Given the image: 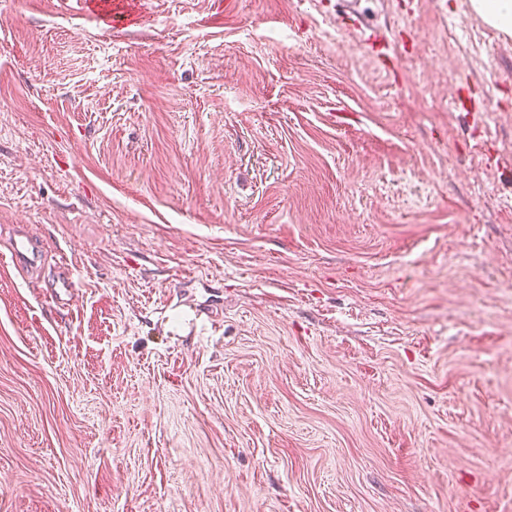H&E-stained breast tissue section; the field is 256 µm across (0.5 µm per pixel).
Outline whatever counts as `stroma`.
<instances>
[{"instance_id":"35a3bbf8","label":"stroma","mask_w":512,"mask_h":512,"mask_svg":"<svg viewBox=\"0 0 512 512\" xmlns=\"http://www.w3.org/2000/svg\"><path fill=\"white\" fill-rule=\"evenodd\" d=\"M356 6L0 0V512H512V36ZM81 8L90 11V12H100L104 9L108 10L106 13V17L108 20L113 23L120 21L122 19L123 23L128 22L130 19L124 18L125 10H124V2L122 1H111V2H101L99 0H80ZM120 18V19H119ZM8 252L14 270L33 288H40L39 267L44 263V246L27 232L20 230L11 238Z\"/></svg>"}]
</instances>
